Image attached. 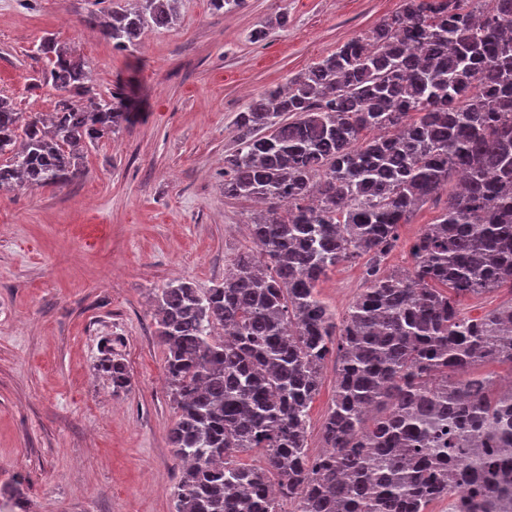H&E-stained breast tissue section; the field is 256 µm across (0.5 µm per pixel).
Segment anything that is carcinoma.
<instances>
[{"instance_id":"obj_1","label":"carcinoma","mask_w":512,"mask_h":512,"mask_svg":"<svg viewBox=\"0 0 512 512\" xmlns=\"http://www.w3.org/2000/svg\"><path fill=\"white\" fill-rule=\"evenodd\" d=\"M176 0H135L98 18L116 49L174 24ZM51 118L0 100V189L65 185L84 151L132 121L122 86H87L89 62L45 37ZM224 153V197L268 205L224 281L155 294L176 406L169 441L185 468L176 512H512V304L472 319L457 298L512 289V0H401L287 89L252 99ZM448 199L383 261L416 210ZM364 260L367 287L341 319L319 285ZM224 335H215V330ZM97 370L128 390L118 347ZM336 359L326 451L307 452L310 405ZM263 450L247 468L239 454ZM447 198V191H442L440 201L437 204L428 202L417 210L412 224H402L400 226L398 245L388 254L383 263L387 270H405L409 268L408 252L410 244L425 224H430L436 219Z\"/></svg>"}]
</instances>
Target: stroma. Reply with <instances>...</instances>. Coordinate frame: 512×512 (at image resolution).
<instances>
[{
    "mask_svg": "<svg viewBox=\"0 0 512 512\" xmlns=\"http://www.w3.org/2000/svg\"><path fill=\"white\" fill-rule=\"evenodd\" d=\"M399 6L245 0L217 15L210 0H178L173 28L121 52L86 25L95 0H0V97L53 111L59 93L37 84L46 61L34 52L51 37L89 59L99 95L126 83L138 112L85 152L80 178L0 191V486L21 481L29 512H176L182 467L168 442L176 413L153 298L177 281L213 287L225 260L254 248L245 226L258 206L224 196L237 113ZM440 210L427 203L400 226L386 269L409 268L410 244ZM364 288L362 262H344L320 293L341 315ZM106 336L124 340L129 391L113 393L95 369ZM335 393L330 361L310 409V455L323 449Z\"/></svg>",
    "mask_w": 512,
    "mask_h": 512,
    "instance_id": "1",
    "label": "stroma"
}]
</instances>
